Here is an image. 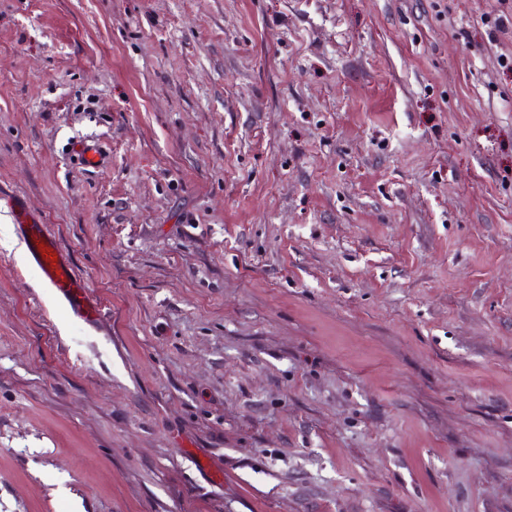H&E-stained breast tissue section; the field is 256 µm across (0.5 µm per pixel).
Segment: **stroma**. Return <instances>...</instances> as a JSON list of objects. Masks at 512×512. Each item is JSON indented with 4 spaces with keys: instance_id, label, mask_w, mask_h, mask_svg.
<instances>
[{
    "instance_id": "stroma-1",
    "label": "stroma",
    "mask_w": 512,
    "mask_h": 512,
    "mask_svg": "<svg viewBox=\"0 0 512 512\" xmlns=\"http://www.w3.org/2000/svg\"><path fill=\"white\" fill-rule=\"evenodd\" d=\"M15 193L0 512H512V0H0ZM7 203L25 243L28 259L40 271L43 284L77 320L95 327L100 320L98 303L91 296L86 281L74 270L58 238L47 224L32 214L23 197H11ZM52 256H57V261H53Z\"/></svg>"
}]
</instances>
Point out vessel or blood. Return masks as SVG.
I'll use <instances>...</instances> for the list:
<instances>
[{"instance_id": "vessel-or-blood-1", "label": "vessel or blood", "mask_w": 512, "mask_h": 512, "mask_svg": "<svg viewBox=\"0 0 512 512\" xmlns=\"http://www.w3.org/2000/svg\"><path fill=\"white\" fill-rule=\"evenodd\" d=\"M8 203L28 259L38 268L44 285L77 320L90 327L96 326L100 320L98 303L91 296L86 281L74 270L58 238L48 225L32 214L23 197H11Z\"/></svg>"}]
</instances>
